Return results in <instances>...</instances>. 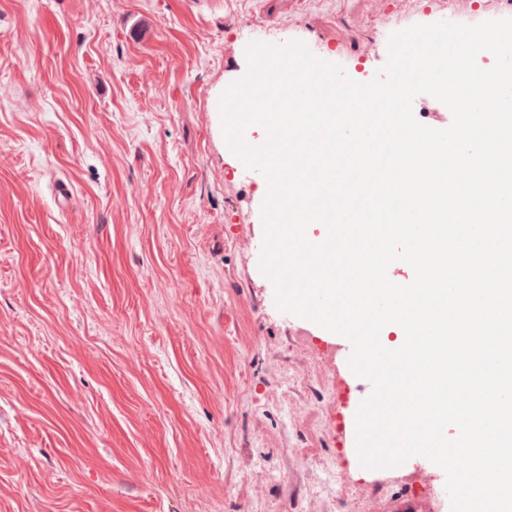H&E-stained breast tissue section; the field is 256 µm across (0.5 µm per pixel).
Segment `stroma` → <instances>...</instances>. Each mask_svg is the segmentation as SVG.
<instances>
[{"label": "stroma", "instance_id": "obj_1", "mask_svg": "<svg viewBox=\"0 0 512 512\" xmlns=\"http://www.w3.org/2000/svg\"><path fill=\"white\" fill-rule=\"evenodd\" d=\"M370 12L0 0V512H359L314 492L356 393L346 347L278 310L267 181L213 104L253 41L370 82ZM350 470L373 504L441 506L431 464Z\"/></svg>", "mask_w": 512, "mask_h": 512}]
</instances>
